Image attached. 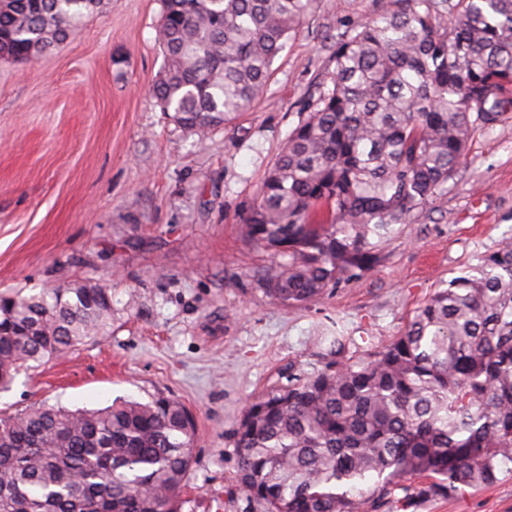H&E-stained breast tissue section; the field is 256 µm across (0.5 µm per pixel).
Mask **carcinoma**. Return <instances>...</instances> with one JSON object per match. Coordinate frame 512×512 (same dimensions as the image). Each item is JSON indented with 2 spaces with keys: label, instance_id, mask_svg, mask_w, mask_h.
Here are the masks:
<instances>
[{
  "label": "carcinoma",
  "instance_id": "cac0c4a2",
  "mask_svg": "<svg viewBox=\"0 0 512 512\" xmlns=\"http://www.w3.org/2000/svg\"><path fill=\"white\" fill-rule=\"evenodd\" d=\"M100 0H0V37L30 64ZM315 0H161L165 63L152 96L200 139L251 109ZM395 9L336 44L330 84L305 100L268 169L245 236L280 258L258 276L305 305L372 270L415 209L448 189L478 128L512 110V0ZM333 215L316 220L317 210ZM112 293L84 282L0 296V390L104 336ZM336 366L251 401L238 476L262 512H357L399 487L401 509L492 484L512 463V244L482 255L367 359L326 336ZM195 424L174 397L97 410L0 414V512H181ZM411 479L422 483L406 484Z\"/></svg>",
  "mask_w": 512,
  "mask_h": 512
}]
</instances>
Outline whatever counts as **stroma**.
I'll use <instances>...</instances> for the list:
<instances>
[{
	"mask_svg": "<svg viewBox=\"0 0 512 512\" xmlns=\"http://www.w3.org/2000/svg\"><path fill=\"white\" fill-rule=\"evenodd\" d=\"M393 0H316L263 97L207 139L157 106L160 0H102L34 65L0 60V293L107 283V336L16 377L0 410L99 409L161 392L195 420L182 512H260L238 483L236 431L253 397L316 374L324 337L356 358L400 336L418 307L512 242V112L476 130L445 195L414 210L374 271L302 306L256 281L274 256L243 219L341 37ZM417 512H512V471Z\"/></svg>",
	"mask_w": 512,
	"mask_h": 512,
	"instance_id": "obj_1",
	"label": "stroma"
}]
</instances>
